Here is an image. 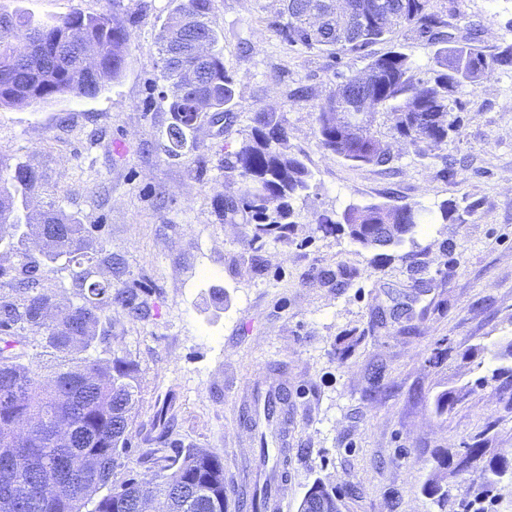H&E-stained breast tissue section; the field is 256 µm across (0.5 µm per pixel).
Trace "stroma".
I'll list each match as a JSON object with an SVG mask.
<instances>
[{
    "label": "stroma",
    "mask_w": 512,
    "mask_h": 512,
    "mask_svg": "<svg viewBox=\"0 0 512 512\" xmlns=\"http://www.w3.org/2000/svg\"><path fill=\"white\" fill-rule=\"evenodd\" d=\"M181 0H123L132 40L120 79L98 96L39 107L0 106V178L23 161L43 176L38 206L92 227L89 254L125 262L95 278L138 288L140 319L112 314V349L138 365L141 399L132 450L166 435L172 448L224 458L226 512L261 490L272 469L258 439L293 453L280 512H297L315 482L336 489L342 512H443L426 487L435 456L480 436L512 448V406L487 384L512 338V68L459 88L458 134L415 147L378 115L392 160L352 167L328 154L318 105L340 71L398 48L418 75L432 49L407 31L367 55L290 48L269 27L277 0H212L237 119L202 126L180 157L159 148L171 122L158 35ZM448 27L476 25L487 50L512 43V0H434ZM112 0H0V14L53 21L110 11ZM261 108L281 113L289 151L313 174L287 240L252 243L249 224L225 223L224 155ZM455 159V173L444 168ZM456 203L458 220L418 226L403 244L365 250L318 229V212L350 204ZM284 388L287 420L244 421L256 396ZM444 391L460 398L437 412Z\"/></svg>",
    "instance_id": "1"
}]
</instances>
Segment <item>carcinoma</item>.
<instances>
[{
    "instance_id": "carcinoma-1",
    "label": "carcinoma",
    "mask_w": 512,
    "mask_h": 512,
    "mask_svg": "<svg viewBox=\"0 0 512 512\" xmlns=\"http://www.w3.org/2000/svg\"><path fill=\"white\" fill-rule=\"evenodd\" d=\"M282 7L269 23L288 46L319 49L330 54L365 50L405 29L434 48L431 75L419 77L410 56L400 50L369 57L365 70L375 73L368 87L358 84L362 72L338 75L339 82L319 105L318 132L329 154L356 166H383L391 155L374 129L383 112L392 128L407 143L440 147L458 131L463 104L458 87L476 85L487 70L512 67V44L488 54L478 45L479 29L458 37L448 31L445 15L434 10L433 0H350L352 11L336 18L335 0H281ZM122 0H112V12L86 15L74 11L54 22H33L30 16L0 15V106H40L71 95L93 98L103 81L86 69L81 54L55 55L65 31L77 25L96 52L101 73L118 79L127 65L131 32L117 17ZM197 17L194 27L182 24L179 13ZM211 0H183L159 36L162 69L172 122L163 151L182 155L189 136L202 123L193 98L211 102L210 123L228 126L235 81L224 66L218 32L211 26ZM43 47H34L33 33ZM206 39L212 52L205 58L193 42ZM197 85L187 89L189 73ZM372 97L373 110L361 132L344 127L342 114L353 111V93ZM224 172L236 178V188L216 200L227 224L253 225L252 241L287 238L296 223L294 203L308 197L312 172L290 152L280 113L261 108L251 117L250 131L239 146L224 155ZM43 189L42 176L19 162L7 181H0V246L14 249V240L34 236L53 240L34 255H18L16 263L0 264V391L17 394L0 399V467L17 456L28 466L0 470V512H137L147 500L155 512H225L224 460L199 448H149L135 464L153 472L152 480L134 477L117 480L118 470L130 461L129 432L140 385L135 361L112 352V319L120 310L132 318L141 315L138 290L116 287L110 281L90 280L86 251L91 230L49 206L28 210L29 198ZM458 208L443 202L425 214L416 206L369 203L347 207L338 220L314 214L315 223L329 233L338 230L364 249L395 247L410 237L425 220H457ZM64 258L71 267L75 300L58 318L44 310L55 295L39 287L50 266ZM42 349L55 359L43 373L29 350ZM500 396L512 402V368L497 369ZM266 418H288V393L268 395ZM67 416L74 433L66 448L58 446L54 427ZM448 474H469L472 483L457 498L443 489L440 479L428 485L448 512H488L492 492L503 479H512V450L489 448L475 439L437 459Z\"/></svg>"
}]
</instances>
